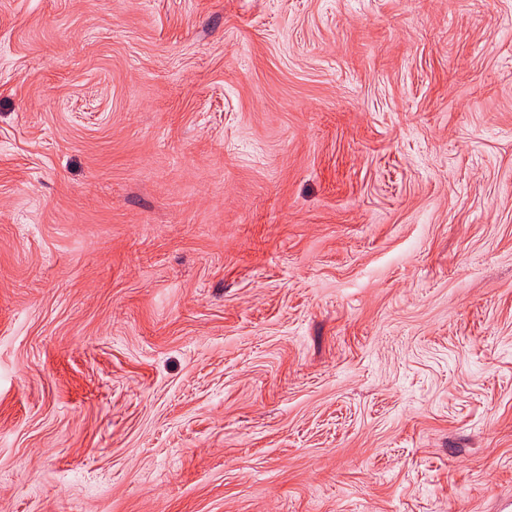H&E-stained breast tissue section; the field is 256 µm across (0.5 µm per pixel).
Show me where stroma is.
Masks as SVG:
<instances>
[{"label":"stroma","instance_id":"stroma-1","mask_svg":"<svg viewBox=\"0 0 512 512\" xmlns=\"http://www.w3.org/2000/svg\"><path fill=\"white\" fill-rule=\"evenodd\" d=\"M0 512H512V0H0Z\"/></svg>","mask_w":512,"mask_h":512}]
</instances>
